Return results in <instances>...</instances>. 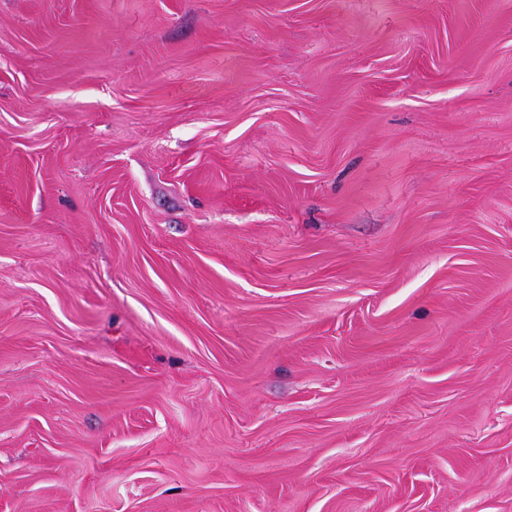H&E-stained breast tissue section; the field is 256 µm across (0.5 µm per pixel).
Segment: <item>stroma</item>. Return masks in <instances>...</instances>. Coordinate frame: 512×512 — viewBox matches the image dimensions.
Masks as SVG:
<instances>
[{"label": "stroma", "mask_w": 512, "mask_h": 512, "mask_svg": "<svg viewBox=\"0 0 512 512\" xmlns=\"http://www.w3.org/2000/svg\"><path fill=\"white\" fill-rule=\"evenodd\" d=\"M0 512H512V0H0Z\"/></svg>", "instance_id": "1"}]
</instances>
